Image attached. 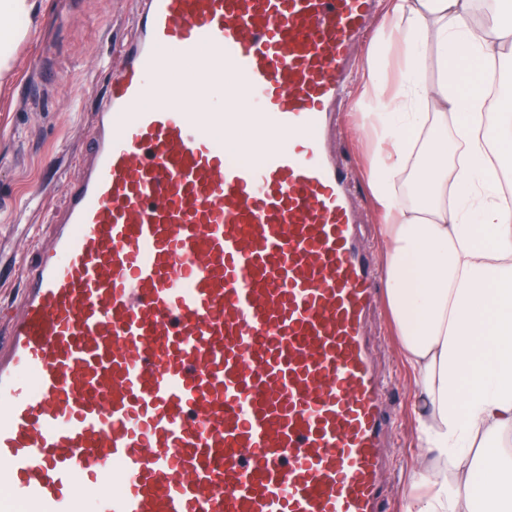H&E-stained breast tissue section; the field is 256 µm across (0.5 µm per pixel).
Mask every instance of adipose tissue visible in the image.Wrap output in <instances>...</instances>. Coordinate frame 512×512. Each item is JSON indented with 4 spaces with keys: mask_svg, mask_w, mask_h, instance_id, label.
<instances>
[{
    "mask_svg": "<svg viewBox=\"0 0 512 512\" xmlns=\"http://www.w3.org/2000/svg\"><path fill=\"white\" fill-rule=\"evenodd\" d=\"M474 0H393L386 32L406 59L386 90L380 59L364 87L377 106L369 185L383 218L384 282L415 376L421 453L405 512H512V110L487 109L498 44L512 38V0L475 20ZM37 0H0V78L27 37ZM434 47L438 77L424 54ZM421 203L395 185L411 157Z\"/></svg>",
    "mask_w": 512,
    "mask_h": 512,
    "instance_id": "1",
    "label": "adipose tissue"
}]
</instances>
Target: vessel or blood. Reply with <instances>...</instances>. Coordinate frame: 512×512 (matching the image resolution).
Masks as SVG:
<instances>
[{
  "mask_svg": "<svg viewBox=\"0 0 512 512\" xmlns=\"http://www.w3.org/2000/svg\"><path fill=\"white\" fill-rule=\"evenodd\" d=\"M373 13L141 0L0 312V512H385L378 266L329 147Z\"/></svg>",
  "mask_w": 512,
  "mask_h": 512,
  "instance_id": "1",
  "label": "vessel or blood"
}]
</instances>
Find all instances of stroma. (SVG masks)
<instances>
[{
  "instance_id": "stroma-1",
  "label": "stroma",
  "mask_w": 512,
  "mask_h": 512,
  "mask_svg": "<svg viewBox=\"0 0 512 512\" xmlns=\"http://www.w3.org/2000/svg\"><path fill=\"white\" fill-rule=\"evenodd\" d=\"M136 0H40L36 25L15 49L11 73L0 84V310L20 307L22 285L17 269L51 241V217L65 206L64 185L80 169L77 153L86 151L98 99L113 58L129 33ZM390 0H378L370 27L359 38L353 70L331 150L350 171L359 222L371 251L381 252V220L368 187L369 156L361 129L369 101L362 95V74L369 56L385 62L387 84L403 69L400 53L380 31ZM369 328L376 338L393 439L395 468L387 477V495L395 512H404L406 480L418 451L410 410L415 389L386 306H378Z\"/></svg>"
}]
</instances>
